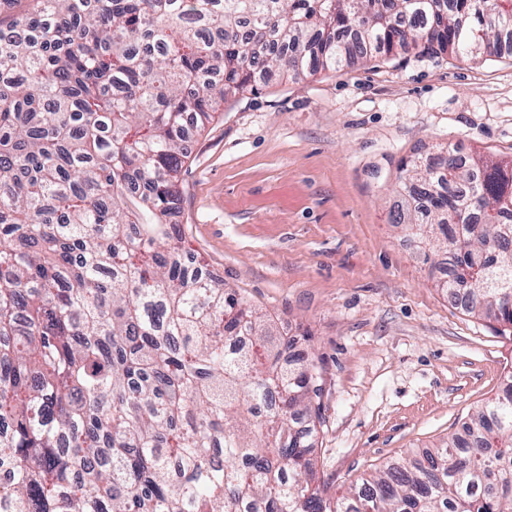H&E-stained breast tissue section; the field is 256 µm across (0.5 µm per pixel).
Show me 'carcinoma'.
Returning <instances> with one entry per match:
<instances>
[{"instance_id": "obj_1", "label": "carcinoma", "mask_w": 512, "mask_h": 512, "mask_svg": "<svg viewBox=\"0 0 512 512\" xmlns=\"http://www.w3.org/2000/svg\"><path fill=\"white\" fill-rule=\"evenodd\" d=\"M0 21V512H512V384L423 456L315 484L322 377L169 221L218 103L413 50L499 57L512 0H37ZM402 167L438 287L512 326V162Z\"/></svg>"}]
</instances>
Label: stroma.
Listing matches in <instances>:
<instances>
[{
    "instance_id": "obj_1",
    "label": "stroma",
    "mask_w": 512,
    "mask_h": 512,
    "mask_svg": "<svg viewBox=\"0 0 512 512\" xmlns=\"http://www.w3.org/2000/svg\"><path fill=\"white\" fill-rule=\"evenodd\" d=\"M512 160V55L355 60L262 78L190 133L173 216L204 265L324 379L329 494L433 447L512 371V328L457 307L390 213L414 156Z\"/></svg>"
}]
</instances>
